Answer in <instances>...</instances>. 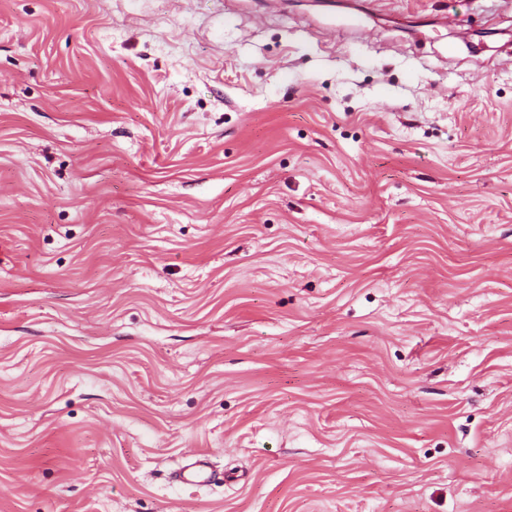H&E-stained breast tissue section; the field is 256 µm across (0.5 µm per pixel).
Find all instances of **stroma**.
I'll return each mask as SVG.
<instances>
[{"instance_id":"stroma-1","label":"stroma","mask_w":512,"mask_h":512,"mask_svg":"<svg viewBox=\"0 0 512 512\" xmlns=\"http://www.w3.org/2000/svg\"><path fill=\"white\" fill-rule=\"evenodd\" d=\"M508 54L512 0H0V512H512ZM215 478L214 472L207 462L197 459L183 466L175 475V479L182 483L207 485Z\"/></svg>"}]
</instances>
